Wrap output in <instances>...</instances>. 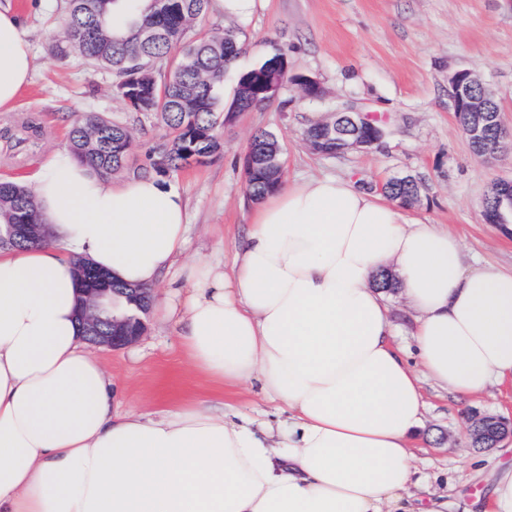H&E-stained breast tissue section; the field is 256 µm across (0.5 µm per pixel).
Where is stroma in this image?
Returning <instances> with one entry per match:
<instances>
[{"mask_svg": "<svg viewBox=\"0 0 512 512\" xmlns=\"http://www.w3.org/2000/svg\"><path fill=\"white\" fill-rule=\"evenodd\" d=\"M0 11L18 18L33 56L29 84L11 111L0 112V180L29 185L66 146L72 122L88 113L126 125L131 165L147 164L153 147L170 136L160 116L128 111L111 72L93 69L76 55L54 60L65 36V0H0ZM226 29L236 31L242 45L227 81L277 49L288 58L289 80L276 98L225 126L214 158L166 174L189 203L182 263L231 265L256 208L242 160L253 134L266 130L282 146L285 183L340 176L363 190L412 176L421 184V200L404 208L406 217L450 229L469 261L512 268V213L501 224L487 223L483 215L491 184L512 181V148L496 160L479 159L449 100L450 76L473 70L495 92L503 121L512 127V0H256L253 13L242 19L226 16L219 0H208L182 41ZM300 76L315 78L322 97H305L296 82ZM348 106L377 121L383 131L379 145L336 157L314 153L304 130ZM32 116L40 132L6 149L7 139L20 135ZM143 320L146 330L135 344L95 351L116 382L117 410L155 413L200 400L227 403L248 415L263 408L258 395L223 389L192 369L176 322L152 312ZM421 387L426 410L414 443L423 460L419 474L453 501L472 502L499 469L512 466V439L487 450L472 448L470 420L477 413L511 420L512 387L490 386L471 404L429 379Z\"/></svg>", "mask_w": 512, "mask_h": 512, "instance_id": "obj_1", "label": "stroma"}]
</instances>
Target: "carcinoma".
<instances>
[{
  "instance_id": "cac0c4a2",
  "label": "carcinoma",
  "mask_w": 512,
  "mask_h": 512,
  "mask_svg": "<svg viewBox=\"0 0 512 512\" xmlns=\"http://www.w3.org/2000/svg\"><path fill=\"white\" fill-rule=\"evenodd\" d=\"M115 0H67L68 21L64 43L56 57L63 59L77 53L93 66L108 70L115 81L133 77L142 88V98L129 104L133 112H156L171 130L168 141L156 146L149 164L130 168L128 159L132 137L127 126L96 113L77 119L69 131L71 153L97 174L109 177L121 171L135 176L165 174L192 163H201L221 146L224 113L215 110L216 92L224 84L226 72L239 54L240 47L224 50V35L201 38L179 48L185 29L206 8L207 0H151L149 11L127 23L122 37L112 34V3ZM152 27L160 39L150 45L138 40L139 30ZM173 61L163 79L157 74ZM305 138L319 143V153L336 155V141L323 138L321 125L314 123ZM256 155L281 150L277 137L258 131L250 142ZM281 182L276 167L259 166L248 174L247 192L254 201ZM419 183L412 177L388 183L384 193L402 206L412 205L419 193ZM512 206V185L492 184L484 202V215L490 222L503 217ZM45 223L31 192L13 181H0V226Z\"/></svg>"
}]
</instances>
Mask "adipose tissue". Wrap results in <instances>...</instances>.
<instances>
[{
  "mask_svg": "<svg viewBox=\"0 0 512 512\" xmlns=\"http://www.w3.org/2000/svg\"><path fill=\"white\" fill-rule=\"evenodd\" d=\"M31 72L0 12V112ZM55 244L0 252V512H448L411 491L426 403L416 368L464 399L512 383V271L466 263L452 233L325 176L267 193L230 267L190 264L181 326L191 365L258 384L273 426L199 401L112 408L78 329L72 254L152 288L186 247L188 208L163 180L100 178L70 153L35 179ZM391 273L415 314L394 342Z\"/></svg>",
  "mask_w": 512,
  "mask_h": 512,
  "instance_id": "ef3b65f1",
  "label": "adipose tissue"
}]
</instances>
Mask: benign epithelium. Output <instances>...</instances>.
<instances>
[{
    "label": "benign epithelium",
    "mask_w": 512,
    "mask_h": 512,
    "mask_svg": "<svg viewBox=\"0 0 512 512\" xmlns=\"http://www.w3.org/2000/svg\"><path fill=\"white\" fill-rule=\"evenodd\" d=\"M288 74V63H283L275 69L254 74H244L240 77L238 85L240 100L251 104L256 95H266V100L274 99L283 88V78ZM477 73L462 69L456 71L449 80L451 90V104L456 112H473L477 119L465 129V137L471 142L485 140L487 131L491 127H502L499 113L493 111L486 99H478L472 95V87L478 83ZM358 129L364 130L373 127V124L359 112H345L336 114L331 120L323 122L324 134L328 138H335L343 142L342 151L349 149H368L378 143L382 132H377V139L370 140L363 136L342 141L344 136V121ZM81 323L84 339L95 346H105L113 350L121 349L140 338L144 331L143 321L131 315L122 317L112 316L103 319L98 314L101 300L108 295H121L135 304L142 312H147L151 303V291L148 288H85L83 289ZM512 435V423L499 417H484L476 423L472 430L473 445L483 448L491 447L507 436Z\"/></svg>",
    "instance_id": "7a95c632"
}]
</instances>
